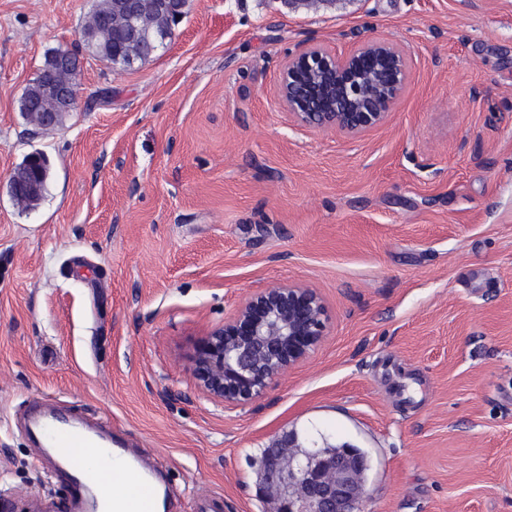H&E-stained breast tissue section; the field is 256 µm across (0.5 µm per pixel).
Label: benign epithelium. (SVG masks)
Instances as JSON below:
<instances>
[{"mask_svg":"<svg viewBox=\"0 0 512 512\" xmlns=\"http://www.w3.org/2000/svg\"><path fill=\"white\" fill-rule=\"evenodd\" d=\"M82 61L70 49L56 52L33 81L40 129L57 126L61 112L78 105L74 77ZM409 80V62L392 42L373 39L345 55L320 46L291 55L278 96L300 127L356 137L383 124ZM49 169L37 153L14 171L9 192L27 206ZM327 335L324 302L314 288L272 285L247 297L224 324L213 328L191 358L202 392L216 403L243 404L305 360ZM364 466L350 452L302 449L296 436H281L259 460V494L267 512H361Z\"/></svg>","mask_w":512,"mask_h":512,"instance_id":"1","label":"benign epithelium"}]
</instances>
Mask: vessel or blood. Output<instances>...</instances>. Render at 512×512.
Instances as JSON below:
<instances>
[{
    "label": "vessel or blood",
    "mask_w": 512,
    "mask_h": 512,
    "mask_svg": "<svg viewBox=\"0 0 512 512\" xmlns=\"http://www.w3.org/2000/svg\"><path fill=\"white\" fill-rule=\"evenodd\" d=\"M36 433L62 461L69 474L70 499L86 512H108L114 485L127 482L150 502L153 512H163L155 470L128 457L124 449L52 417L38 419Z\"/></svg>",
    "instance_id": "obj_1"
}]
</instances>
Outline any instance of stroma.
<instances>
[{
  "label": "stroma",
  "mask_w": 512,
  "mask_h": 512,
  "mask_svg": "<svg viewBox=\"0 0 512 512\" xmlns=\"http://www.w3.org/2000/svg\"><path fill=\"white\" fill-rule=\"evenodd\" d=\"M96 0H0V512H69L34 410L104 428L161 469L175 512H265L286 432L363 448V512H512V0H188L123 71L80 37ZM384 38L410 82L359 137L295 125L288 57ZM84 59L50 130L20 101ZM33 152L47 189L16 205ZM315 288L328 334L245 405L190 358L243 299ZM42 154V153H41ZM43 155V154H42ZM42 157L37 153H31L24 164L22 171H13L9 179V192L13 201L19 206H28L35 193L38 191L41 183L45 182L49 177V169L46 157ZM45 162V163H44Z\"/></svg>",
  "instance_id": "obj_1"
}]
</instances>
